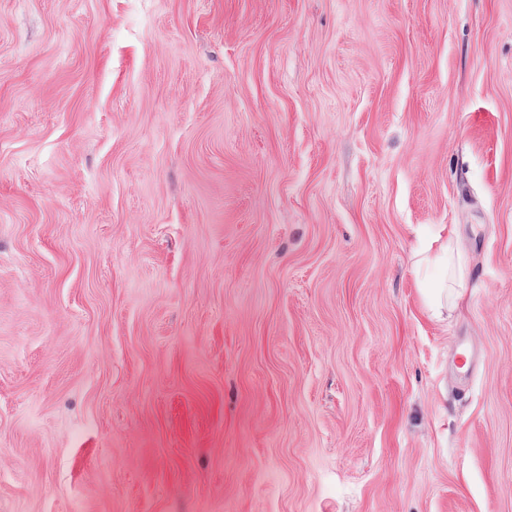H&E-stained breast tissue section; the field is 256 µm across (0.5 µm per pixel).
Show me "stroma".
<instances>
[{
	"mask_svg": "<svg viewBox=\"0 0 512 512\" xmlns=\"http://www.w3.org/2000/svg\"><path fill=\"white\" fill-rule=\"evenodd\" d=\"M0 512H512V0H0ZM415 257L421 300L427 311L439 318L465 277L463 256L451 234L443 237L423 229L418 232Z\"/></svg>",
	"mask_w": 512,
	"mask_h": 512,
	"instance_id": "stroma-1",
	"label": "stroma"
}]
</instances>
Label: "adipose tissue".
Returning a JSON list of instances; mask_svg holds the SVG:
<instances>
[{"label":"adipose tissue","instance_id":"1","mask_svg":"<svg viewBox=\"0 0 512 512\" xmlns=\"http://www.w3.org/2000/svg\"><path fill=\"white\" fill-rule=\"evenodd\" d=\"M415 257L421 300L432 316H441L465 277L463 257L452 237L429 229L419 231Z\"/></svg>","mask_w":512,"mask_h":512}]
</instances>
